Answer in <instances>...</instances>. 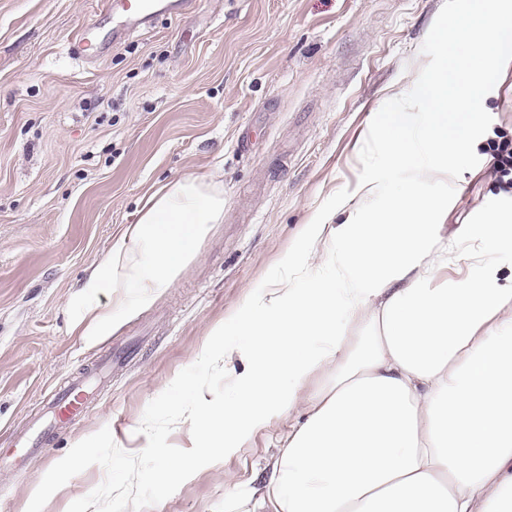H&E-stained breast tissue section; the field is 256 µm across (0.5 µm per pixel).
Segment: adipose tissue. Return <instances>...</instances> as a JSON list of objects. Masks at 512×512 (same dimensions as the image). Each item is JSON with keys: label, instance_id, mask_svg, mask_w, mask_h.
<instances>
[{"label": "adipose tissue", "instance_id": "1", "mask_svg": "<svg viewBox=\"0 0 512 512\" xmlns=\"http://www.w3.org/2000/svg\"><path fill=\"white\" fill-rule=\"evenodd\" d=\"M439 53L374 113L380 161L406 173L397 194L377 178L346 189L302 237L300 288L256 286L234 334L215 326L209 369L230 375L223 403L199 397L185 415L203 459L231 457L273 419H289L266 484L230 493L232 512H512V203L477 212L463 231L481 255L470 273L433 287L462 260L438 232L463 160L491 127L512 72V0H467L433 23ZM224 221V187L188 175L145 200L83 288L113 306L85 308L82 335L105 336L117 312L149 305ZM369 322L353 334V319ZM248 361L234 374L235 362Z\"/></svg>", "mask_w": 512, "mask_h": 512}]
</instances>
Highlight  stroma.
<instances>
[{
	"label": "stroma",
	"mask_w": 512,
	"mask_h": 512,
	"mask_svg": "<svg viewBox=\"0 0 512 512\" xmlns=\"http://www.w3.org/2000/svg\"><path fill=\"white\" fill-rule=\"evenodd\" d=\"M455 2L196 0L80 56L77 32L102 0H0V444L103 353L118 357L82 419L24 468L0 465V512H26L45 473L102 427L140 452L146 406L198 360L209 328L232 322L256 284L303 285L281 264L302 227L366 175L401 188L359 148L390 88L412 92L415 61L437 55L432 21ZM492 162L482 150L461 167L442 239L496 201ZM187 174L223 184V223L150 306L87 343L76 293L144 199ZM284 427L273 420L148 512H226L228 490L263 479ZM104 479L90 466L43 512H67Z\"/></svg>",
	"instance_id": "obj_1"
}]
</instances>
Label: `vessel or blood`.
<instances>
[{
	"mask_svg": "<svg viewBox=\"0 0 512 512\" xmlns=\"http://www.w3.org/2000/svg\"><path fill=\"white\" fill-rule=\"evenodd\" d=\"M194 2L195 0H104L101 15L112 18L114 25L110 40L100 41V51H107L111 43L122 41L131 30L152 25L158 16H182ZM111 367V358L102 357L97 361L90 376L79 377L54 393L44 407L46 430L66 429L84 417L91 404V395L87 388L89 377L103 376ZM38 449L37 442L19 437L10 448H7L5 456L11 463L20 464L34 455Z\"/></svg>",
	"mask_w": 512,
	"mask_h": 512,
	"instance_id": "obj_1",
	"label": "vessel or blood"
}]
</instances>
